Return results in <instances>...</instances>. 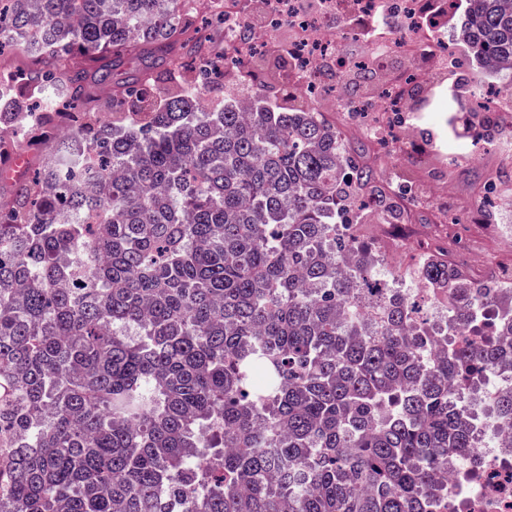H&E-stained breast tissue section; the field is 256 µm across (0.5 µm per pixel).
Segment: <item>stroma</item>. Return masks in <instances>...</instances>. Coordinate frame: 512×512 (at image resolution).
<instances>
[{"mask_svg": "<svg viewBox=\"0 0 512 512\" xmlns=\"http://www.w3.org/2000/svg\"><path fill=\"white\" fill-rule=\"evenodd\" d=\"M419 69L427 79L417 81L408 139L390 151H379L377 164L385 179L411 180L420 205L411 223L383 225L378 216L364 218L358 227L363 246L369 247L398 277L413 273L420 254L416 242L448 217L459 220L443 245L449 258L467 263L477 278L512 272V209H502L494 223L483 224L477 215L483 205V183L497 172L512 170V137L498 136L494 144L476 149L471 141L475 119L470 110L467 78L472 66L448 68L421 57Z\"/></svg>", "mask_w": 512, "mask_h": 512, "instance_id": "1", "label": "stroma"}]
</instances>
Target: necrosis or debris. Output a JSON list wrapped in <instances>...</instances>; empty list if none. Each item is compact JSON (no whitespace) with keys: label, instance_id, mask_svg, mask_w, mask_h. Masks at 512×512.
Returning <instances> with one entry per match:
<instances>
[{"label":"necrosis or debris","instance_id":"obj_1","mask_svg":"<svg viewBox=\"0 0 512 512\" xmlns=\"http://www.w3.org/2000/svg\"><path fill=\"white\" fill-rule=\"evenodd\" d=\"M343 0H320L308 9L303 0H208L206 10L224 18V68H239L256 49L262 36L242 37L248 11L263 13L270 29L289 26L288 43L296 69L294 78L312 97L333 94L337 83L352 71L334 38L332 24ZM350 8L351 39L365 43L373 67L391 56L413 62L429 55L446 64L457 61L448 40V20L457 10L456 0H344ZM485 423L493 440L479 444L464 458L448 462L450 512H512V438L493 417Z\"/></svg>","mask_w":512,"mask_h":512}]
</instances>
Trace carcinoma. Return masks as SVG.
Masks as SVG:
<instances>
[{
    "label": "carcinoma",
    "instance_id": "carcinoma-1",
    "mask_svg": "<svg viewBox=\"0 0 512 512\" xmlns=\"http://www.w3.org/2000/svg\"><path fill=\"white\" fill-rule=\"evenodd\" d=\"M192 2L0 0V47L38 62L0 75V154L45 144L0 176V512H448L480 426L451 382L512 371V348L451 337L503 282L434 245L426 298L377 288L344 228L405 223L415 190L370 141L271 105L286 53L249 57L246 108L224 95ZM465 4L471 62L512 84V0ZM145 51L165 68L99 104L107 56ZM350 95L365 115L388 92L363 67ZM509 182H485L484 223ZM486 413L512 425V391Z\"/></svg>",
    "mask_w": 512,
    "mask_h": 512
}]
</instances>
